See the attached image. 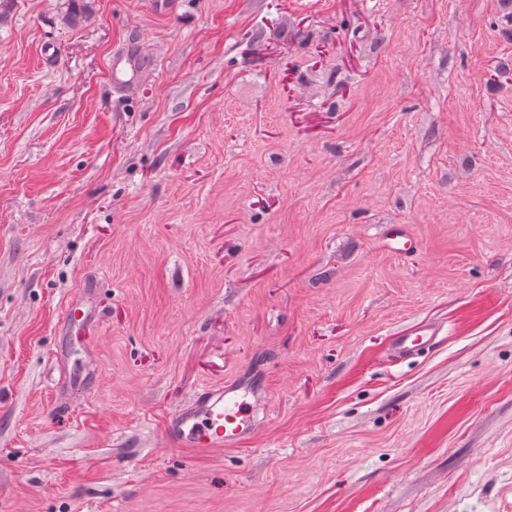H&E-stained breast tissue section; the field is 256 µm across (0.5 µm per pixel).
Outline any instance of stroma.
Listing matches in <instances>:
<instances>
[{
	"instance_id": "35a3bbf8",
	"label": "stroma",
	"mask_w": 512,
	"mask_h": 512,
	"mask_svg": "<svg viewBox=\"0 0 512 512\" xmlns=\"http://www.w3.org/2000/svg\"><path fill=\"white\" fill-rule=\"evenodd\" d=\"M0 512H512V0H0ZM382 243L384 246L403 254L411 251L414 246L404 224H388L385 226ZM439 328L433 323H419L401 336H396L390 344V352L398 358H406L421 352L426 346L435 343ZM254 390L233 384L208 386L193 403L169 414L168 438L183 448L209 451L238 447L255 429L259 408Z\"/></svg>"
}]
</instances>
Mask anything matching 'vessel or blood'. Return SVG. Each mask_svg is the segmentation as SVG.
Segmentation results:
<instances>
[{"instance_id":"b4317fda","label":"vessel or blood","mask_w":512,"mask_h":512,"mask_svg":"<svg viewBox=\"0 0 512 512\" xmlns=\"http://www.w3.org/2000/svg\"><path fill=\"white\" fill-rule=\"evenodd\" d=\"M382 243L399 253L413 248L407 228L402 224L387 225ZM439 329L432 323H420L395 337L390 352L406 358L434 344ZM259 408L254 390L233 384L209 386L201 390L193 403L169 414L165 421L168 438L183 448L208 451L239 446L255 429Z\"/></svg>"}]
</instances>
